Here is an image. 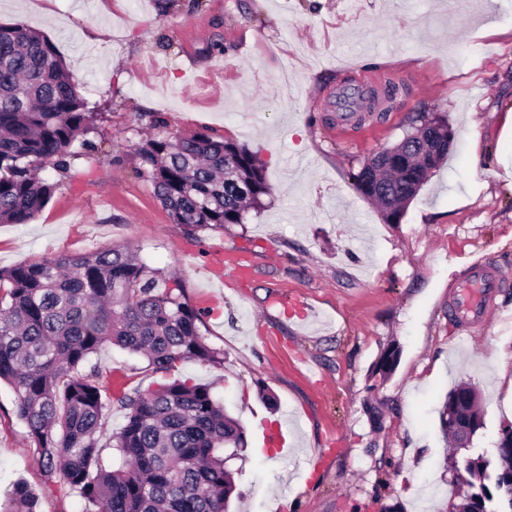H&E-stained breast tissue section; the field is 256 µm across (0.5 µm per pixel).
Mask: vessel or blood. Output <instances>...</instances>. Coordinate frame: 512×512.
Masks as SVG:
<instances>
[{"label":"vessel or blood","mask_w":512,"mask_h":512,"mask_svg":"<svg viewBox=\"0 0 512 512\" xmlns=\"http://www.w3.org/2000/svg\"><path fill=\"white\" fill-rule=\"evenodd\" d=\"M505 278L496 265L479 263L457 283L448 306L449 316L463 327L488 326L495 308V294Z\"/></svg>","instance_id":"obj_1"}]
</instances>
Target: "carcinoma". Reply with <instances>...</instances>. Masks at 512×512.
Here are the masks:
<instances>
[{
  "label": "carcinoma",
  "mask_w": 512,
  "mask_h": 512,
  "mask_svg": "<svg viewBox=\"0 0 512 512\" xmlns=\"http://www.w3.org/2000/svg\"><path fill=\"white\" fill-rule=\"evenodd\" d=\"M101 119L49 39L29 26H0V224L35 219L74 160L98 149L90 135ZM417 121L412 137L448 127L435 113ZM135 151L172 221L191 230L241 224L271 191L258 154L229 140L147 138ZM447 156L444 149L432 163L414 152L371 157L353 185L397 222ZM203 317L180 277L122 246L0 268V380L14 389L44 484L62 480L83 512H228L236 484L226 463L243 452L244 429L212 387L174 380L114 397L91 362L111 344L156 372L189 360L221 366L224 350L207 342ZM473 391L460 383L446 394L444 435L456 404ZM114 402L128 410L126 422L104 445ZM104 447L116 451L118 465L105 466ZM39 499L19 482L4 512H38ZM452 499L473 512H501L504 502L512 510V455L471 456Z\"/></svg>",
  "instance_id": "carcinoma-1"
}]
</instances>
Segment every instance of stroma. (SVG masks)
<instances>
[{
    "instance_id": "stroma-1",
    "label": "stroma",
    "mask_w": 512,
    "mask_h": 512,
    "mask_svg": "<svg viewBox=\"0 0 512 512\" xmlns=\"http://www.w3.org/2000/svg\"><path fill=\"white\" fill-rule=\"evenodd\" d=\"M18 24L55 44L101 112V148L34 221L0 224V267L129 245L190 301L220 288L201 331L223 365L156 373L112 345L93 360L143 392L212 386L245 431L232 512H446V393H481L471 452L512 422V0H0V25ZM359 85L344 124L336 94ZM420 110L444 115L454 143L391 224L351 175ZM193 133L263 161L272 192L243 223L188 230L138 176L141 136ZM228 252L252 256V280L225 272ZM483 259L511 285L472 333L448 317L449 286ZM279 429L287 447H264ZM18 481L41 488L42 469L1 382V503ZM470 392H475L479 395L478 391L474 387L469 386L466 383H460L451 388L446 394L439 410L440 428L444 435L448 436L451 434L452 436H455L450 428L451 413L453 412L456 404L462 400V398H465Z\"/></svg>"
}]
</instances>
